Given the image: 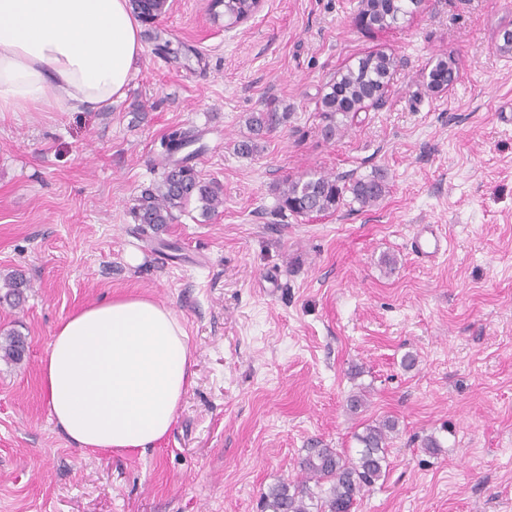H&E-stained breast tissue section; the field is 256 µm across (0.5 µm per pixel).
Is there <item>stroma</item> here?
Instances as JSON below:
<instances>
[{"instance_id":"35a3bbf8","label":"stroma","mask_w":512,"mask_h":512,"mask_svg":"<svg viewBox=\"0 0 512 512\" xmlns=\"http://www.w3.org/2000/svg\"><path fill=\"white\" fill-rule=\"evenodd\" d=\"M210 3L170 0L142 25L112 108L0 115V274L32 283L0 303V331L28 345L0 360V512H261L311 444L356 452L385 418L386 477L354 512H512V0H422L383 30L357 23L359 0H263L230 29ZM377 51L400 61L385 104L326 138L329 84ZM441 58L458 78L434 92ZM254 112L276 123L242 154ZM176 130L199 135L193 165L224 206L155 231L131 208ZM307 172L387 189L370 208L281 214L275 185ZM419 224L448 239L436 261L411 251ZM127 294L181 320L194 383L160 446L86 453L49 418L41 360L72 312Z\"/></svg>"}]
</instances>
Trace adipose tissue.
Segmentation results:
<instances>
[{
    "label": "adipose tissue",
    "mask_w": 512,
    "mask_h": 512,
    "mask_svg": "<svg viewBox=\"0 0 512 512\" xmlns=\"http://www.w3.org/2000/svg\"><path fill=\"white\" fill-rule=\"evenodd\" d=\"M129 0H0V113L96 112L124 98L141 54ZM50 419L87 451L145 452L194 382L184 326L140 296L73 312L41 368Z\"/></svg>",
    "instance_id": "obj_1"
}]
</instances>
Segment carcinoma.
<instances>
[{
	"label": "carcinoma",
	"mask_w": 512,
	"mask_h": 512,
	"mask_svg": "<svg viewBox=\"0 0 512 512\" xmlns=\"http://www.w3.org/2000/svg\"><path fill=\"white\" fill-rule=\"evenodd\" d=\"M223 3L224 14L241 16L250 11L249 0H215ZM406 0H362V11L372 15L380 27H388L398 17L408 13ZM390 57L384 53L370 54L358 61L354 68H347L330 84V92L322 99L325 133L333 136L340 129L352 107L386 83ZM194 153L169 164L159 183L145 188L131 208L134 222L151 229L171 224L177 214L198 204L205 218L218 212L224 205L223 194L215 183L201 178L189 165ZM386 190L384 180L346 179L322 173H309L297 178H287L277 185L279 209L297 215L330 212L337 209L344 193L367 207L379 201ZM0 286L6 289L3 299L17 306L24 300L30 281L23 274L12 271L0 276ZM26 341L15 330L0 336V359L18 363L24 358ZM396 423L384 420L368 424L356 434L362 449L353 457L336 448H311L299 462L303 478L297 482H279L268 488L262 496L264 512H352L357 502L387 470V455L391 434Z\"/></svg>",
	"instance_id": "1"
}]
</instances>
